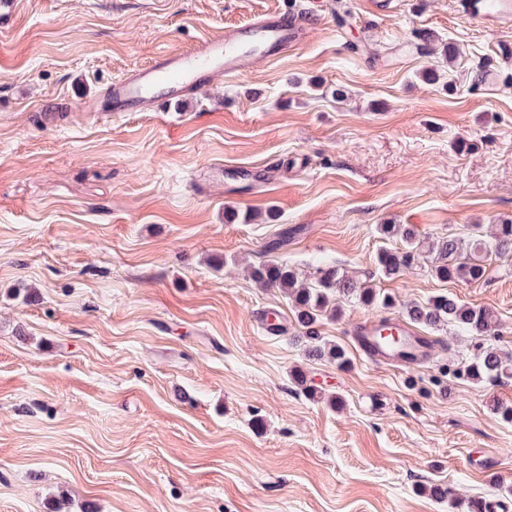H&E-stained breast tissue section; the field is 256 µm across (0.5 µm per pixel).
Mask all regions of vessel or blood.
I'll return each instance as SVG.
<instances>
[{
	"label": "vessel or blood",
	"instance_id": "b4317fda",
	"mask_svg": "<svg viewBox=\"0 0 512 512\" xmlns=\"http://www.w3.org/2000/svg\"><path fill=\"white\" fill-rule=\"evenodd\" d=\"M311 22L309 15H282L257 19L205 39L196 48L161 56L128 76L113 81L104 95L116 112H139L156 103V88H165L166 99L182 96L187 90L212 82L217 77L240 72L256 56H276L294 48L300 34ZM404 343L414 345L418 362L430 359L432 346L422 345L421 336L407 324L395 325ZM351 333L361 351L371 361L411 368L413 362L401 358L396 348L378 339L379 322L366 318L355 323Z\"/></svg>",
	"mask_w": 512,
	"mask_h": 512
}]
</instances>
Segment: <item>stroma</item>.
<instances>
[{
  "label": "stroma",
  "mask_w": 512,
  "mask_h": 512,
  "mask_svg": "<svg viewBox=\"0 0 512 512\" xmlns=\"http://www.w3.org/2000/svg\"><path fill=\"white\" fill-rule=\"evenodd\" d=\"M472 2L0 0V512L512 500V423L492 412L512 380L446 372L483 337L450 327L426 364H376L349 325L380 309L344 299L318 326L339 368L306 357L287 297L251 276L323 260L404 302L452 295L493 309L512 353V258L472 283L437 280L427 256L390 279L376 265L401 245L382 224L466 239L512 221V64L494 54L512 26ZM292 7L314 20L288 53L104 111L134 68Z\"/></svg>",
  "instance_id": "1"
}]
</instances>
